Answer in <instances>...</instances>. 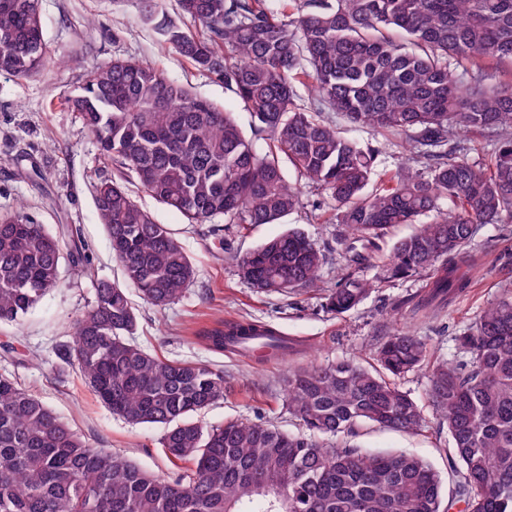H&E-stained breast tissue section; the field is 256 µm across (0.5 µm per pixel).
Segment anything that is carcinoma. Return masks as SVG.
I'll return each mask as SVG.
<instances>
[{"instance_id":"cac0c4a2","label":"carcinoma","mask_w":512,"mask_h":512,"mask_svg":"<svg viewBox=\"0 0 512 512\" xmlns=\"http://www.w3.org/2000/svg\"><path fill=\"white\" fill-rule=\"evenodd\" d=\"M39 0H0V73L27 78L51 59ZM193 33L136 0L169 48L224 81L250 112L259 144L225 108L155 66L114 58L65 99L93 134L100 157L131 173L189 224H273L302 206V184L334 203L351 262L399 224L388 277L429 271L420 308L467 292L470 247L481 224L512 223V0H179ZM319 105L396 138L407 162L369 189L379 150L363 148L318 112L294 104V83ZM494 139L487 158L468 143ZM95 204L123 281H96L93 306L56 350L101 403L133 424L165 427L175 465L157 475L112 448H94L18 381L0 375V512H512V294L456 338L469 362L433 358L427 341L393 330L374 363L342 359L288 376V412L304 429L262 422L205 425L195 419L224 398V371L163 360L133 342L128 289L158 310L197 276L180 242L116 181ZM325 252L298 228L235 257L261 292L316 286ZM92 275L78 228L54 233L29 214H0V324H13L56 287L62 264ZM372 284L355 273L329 291L341 315ZM276 330L253 321L220 325L202 340L226 343ZM425 369L429 406L448 432L457 488L409 453L340 448L331 439L374 424L422 426L421 406L394 378Z\"/></svg>"}]
</instances>
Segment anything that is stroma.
Segmentation results:
<instances>
[{
	"label": "stroma",
	"instance_id": "stroma-1",
	"mask_svg": "<svg viewBox=\"0 0 512 512\" xmlns=\"http://www.w3.org/2000/svg\"><path fill=\"white\" fill-rule=\"evenodd\" d=\"M39 6L52 52L50 64L24 79L0 73V213L24 211L52 228L80 226L94 274L81 277L62 267L59 285L19 325L0 328V374L15 376L92 446L124 451L144 468L166 476L174 467L160 446L162 428L135 426L113 415L77 370L56 363V347L69 341L75 320L95 301V279L121 277L94 198L95 185L117 172L99 162L93 135L64 99L79 92L90 70L125 56L158 66L171 80L223 105L250 137L255 134L252 119L222 81L172 53L160 32L140 20L133 0H40ZM126 188L174 234L198 270L184 297L163 312L132 296L139 315L135 341L162 358L223 370L227 391L202 413L208 424L242 419L299 432L298 421L283 403L289 371L346 357L371 359L392 326L422 336L441 357L460 359L455 336L503 290L512 289V224H485L471 248L476 263L473 288L444 309H417L427 273L402 279L384 275L393 242L415 230L414 225L401 224L380 241L363 271L373 282L369 294L354 310L336 315L327 311L325 297L349 271L341 245L347 229L337 223L333 203L320 192L304 188L302 207L275 224H227L220 218L189 224L180 213L156 203L135 181H128ZM291 227L316 240L328 256L318 289L287 296L257 292L240 279L236 255ZM240 320L269 324L287 336L286 354L262 363L207 349L201 339L204 331ZM399 385L424 405L421 429L402 433L365 426L350 438V445L409 452L447 474L448 433L426 406V371L408 374Z\"/></svg>",
	"mask_w": 512,
	"mask_h": 512
}]
</instances>
